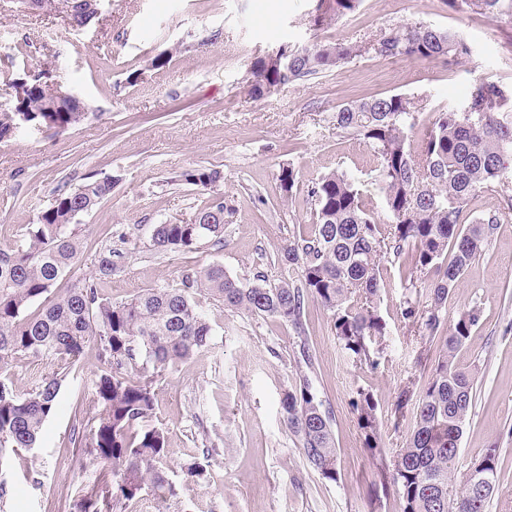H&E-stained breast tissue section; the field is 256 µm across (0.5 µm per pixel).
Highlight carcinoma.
<instances>
[{"mask_svg": "<svg viewBox=\"0 0 512 512\" xmlns=\"http://www.w3.org/2000/svg\"><path fill=\"white\" fill-rule=\"evenodd\" d=\"M48 8L69 16L71 27L91 21L78 0H47ZM361 0H315L311 27L323 30L353 13ZM461 16L478 14L512 22V0H445ZM275 65L260 56L251 66L250 93L256 97L307 80L370 51L383 58L414 61L441 59L449 65L472 54L464 35L422 22L388 29L368 44L316 41L295 49L279 46ZM18 109L30 124L66 131L85 119L58 87L37 74ZM423 96L397 93L363 97L336 107V132L362 143L375 163L376 185L387 221L367 210L359 178L330 171L308 189L312 224L288 238L281 258L288 279L271 285L257 276L246 287L220 265H208L181 279L177 287H153L121 302L100 292L112 276V250L99 254L98 276L56 293L79 260L81 242L75 218L112 193V178L89 181L62 192L36 223L26 225L11 246L0 249V449L15 454L36 447L46 420L54 413L60 389L58 372L43 376L32 391L19 395L10 370L22 357L60 362L79 359L96 346L101 370L94 383V410L82 405L74 415L84 424L73 431L82 449V468H95L96 481L80 489L79 512H116L117 504L136 500L148 489L162 503L177 496L164 471L165 431L149 425L155 410L156 383L209 345L212 328L193 299L205 292L232 313L277 318L301 328L306 300L313 298L331 313L340 348L356 364L375 369L383 353L387 323L377 306L381 259L408 264L404 278L403 319L441 350L423 380L411 381L396 405L398 417L410 400L413 426L409 439L382 464L381 488L392 487L401 512H488L498 489L499 448L491 446L458 474L459 442L473 400L470 372L456 356L473 336L480 311L472 306L448 321L445 306L457 280L481 257L497 224L512 219V88L477 79L464 101L434 113L417 145L410 138ZM220 171L197 168L184 180L213 189ZM298 172L280 169L279 187L293 194ZM496 190L502 208L474 224L466 223L473 201ZM231 209L219 197L201 207L203 224H158L152 234L160 251L190 252L202 241L224 240V218ZM367 445L378 449L377 402L363 388L352 401ZM284 422L311 468L334 481L337 453L332 416L309 376L299 373L281 400Z\"/></svg>", "mask_w": 512, "mask_h": 512, "instance_id": "1", "label": "carcinoma"}]
</instances>
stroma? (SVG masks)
<instances>
[{
	"mask_svg": "<svg viewBox=\"0 0 512 512\" xmlns=\"http://www.w3.org/2000/svg\"><path fill=\"white\" fill-rule=\"evenodd\" d=\"M312 8L313 0H103L99 19L76 31L62 16L0 0V112L16 105L12 80L46 68L53 82L89 107L87 118L63 133L23 126L0 141V247L13 243L58 193L109 176L111 194L76 219L82 252L71 283L94 277L98 253L109 247L116 270L102 293L116 302L177 284L210 264L222 265L246 286L258 273L276 284L288 277L280 249L288 237L308 230L306 194L321 175L358 171L369 208L384 214L366 148L337 135L331 122L338 105L392 93L423 95L424 127L434 112L459 105L475 79L512 84V24L451 13L443 0H362L354 13L315 31ZM417 21L461 31L471 58L450 67L366 53L270 94L249 93L254 59L280 45L367 42ZM164 53L168 64L153 68L152 59ZM285 165L298 173L288 198L277 181ZM200 167L222 172L215 190L182 180V173ZM215 195L232 208L222 243L180 253L153 247L155 225L190 223ZM380 270L387 334L374 370L355 366L339 349L331 315L316 300H308L297 329L225 311L198 295L214 336L158 382L152 418L166 433L168 476L178 495L162 508L148 492L127 512H370L368 495L381 459H392L412 430L411 417L394 420L398 397L410 378L422 374L421 339L401 315L402 268L385 258ZM474 305L480 326L457 356L475 377L458 468L466 470L485 448L498 445L499 488L489 512H512V219L498 224L484 254L456 282L447 314L453 318ZM303 339L314 356L308 374L333 412V481L309 467L283 422L281 399L299 368L294 354ZM100 369L92 345L69 365L45 358L14 364L19 392L52 371L62 386L36 450L0 456V481L8 488L0 512H78L79 488L93 483L96 473L77 468L74 410L90 404ZM360 388L378 404L379 457L366 448L351 406ZM193 461L204 471L188 482L182 468Z\"/></svg>",
	"mask_w": 512,
	"mask_h": 512,
	"instance_id": "obj_1",
	"label": "stroma"
}]
</instances>
